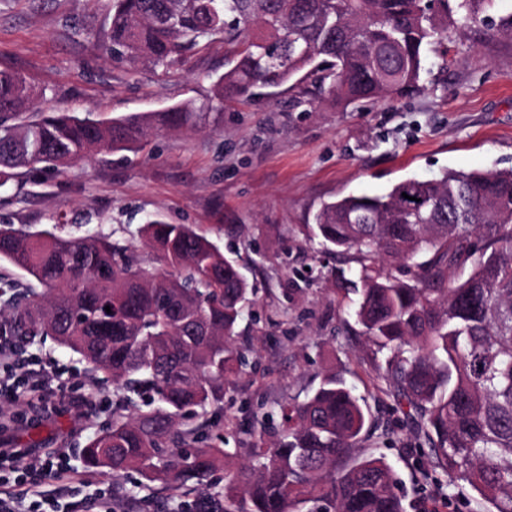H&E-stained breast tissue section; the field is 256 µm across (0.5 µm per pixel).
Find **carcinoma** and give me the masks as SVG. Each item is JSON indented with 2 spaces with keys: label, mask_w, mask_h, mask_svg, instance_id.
<instances>
[{
  "label": "carcinoma",
  "mask_w": 512,
  "mask_h": 512,
  "mask_svg": "<svg viewBox=\"0 0 512 512\" xmlns=\"http://www.w3.org/2000/svg\"><path fill=\"white\" fill-rule=\"evenodd\" d=\"M472 31L512 43V0H112L99 48L115 64L156 69L220 38L231 62L204 107L286 85L299 103L339 110L419 92L425 47ZM29 101L23 79L0 71V187L200 117L193 101L106 122L31 112ZM314 224L326 249L358 254L354 315L386 353L378 378L418 420L436 468L487 512H512V169L445 170L347 195ZM143 233L148 259L106 235L0 227V263L41 287L0 275L12 335H51L112 378V427L83 449L85 466L180 493L164 512H405L383 459L341 462L367 415L334 373L282 404L276 441L250 445L244 462L182 427L212 426L209 408L243 365L234 342L254 290L191 226L151 219ZM221 469L224 489L213 492Z\"/></svg>",
  "instance_id": "1"
}]
</instances>
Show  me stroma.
Masks as SVG:
<instances>
[{"mask_svg": "<svg viewBox=\"0 0 512 512\" xmlns=\"http://www.w3.org/2000/svg\"><path fill=\"white\" fill-rule=\"evenodd\" d=\"M110 9L111 0H0V71L25 80L32 111L109 119L205 102L224 71L223 41L203 43L184 63L133 72L98 49ZM425 54L423 90L394 103L313 112L283 87L225 101L217 119L194 128L152 131L136 151L23 176L0 189V225L107 234L133 248L146 220L192 226L237 260L257 291L236 338L252 366L229 378L216 408L225 435L251 442L246 428L256 412L274 431L280 404L333 371L365 398L373 422L351 458L384 457L406 512H484L469 485H447L420 458L412 421L377 379L384 356L355 320L357 256L321 251L312 230L322 204L343 196L381 194L447 169L512 167V45L473 32ZM18 349L20 360L53 361L65 386L53 392L49 412L24 392L0 400V441L66 449L69 475L39 490L82 499L96 512L98 486L85 481L81 450L112 423V386L53 337H26Z\"/></svg>", "mask_w": 512, "mask_h": 512, "instance_id": "1", "label": "stroma"}]
</instances>
